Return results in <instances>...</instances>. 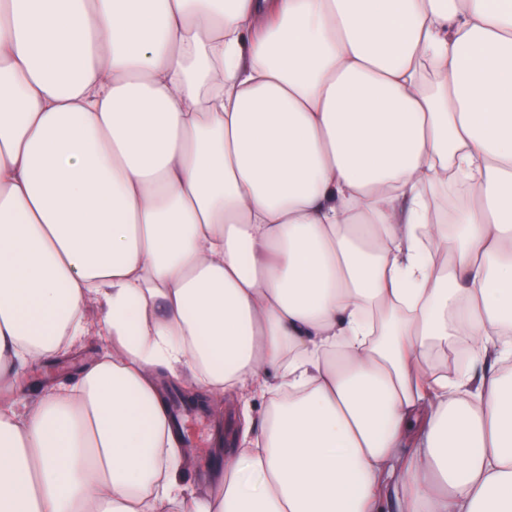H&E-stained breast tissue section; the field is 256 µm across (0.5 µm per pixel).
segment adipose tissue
<instances>
[{"instance_id":"obj_1","label":"adipose tissue","mask_w":512,"mask_h":512,"mask_svg":"<svg viewBox=\"0 0 512 512\" xmlns=\"http://www.w3.org/2000/svg\"><path fill=\"white\" fill-rule=\"evenodd\" d=\"M93 303L100 359L26 402ZM165 375L270 398L202 493ZM394 475L512 512V0H0V512H380Z\"/></svg>"}]
</instances>
